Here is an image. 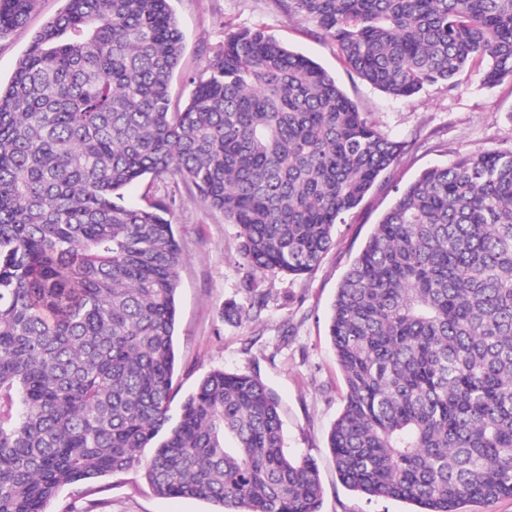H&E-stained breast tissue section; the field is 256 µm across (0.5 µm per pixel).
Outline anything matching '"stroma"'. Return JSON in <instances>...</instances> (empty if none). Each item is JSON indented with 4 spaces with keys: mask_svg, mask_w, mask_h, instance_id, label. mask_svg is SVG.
Segmentation results:
<instances>
[{
    "mask_svg": "<svg viewBox=\"0 0 512 512\" xmlns=\"http://www.w3.org/2000/svg\"><path fill=\"white\" fill-rule=\"evenodd\" d=\"M288 0H172L184 35V53L172 78V107L189 100L193 79L204 76L209 59L233 33L262 28L333 76L379 129L404 143L360 205L335 229V246L309 274H280L261 285L267 308L244 320L224 317V305H248L237 228L222 213L196 199L192 186L145 179L124 190L129 205L146 194L174 199L171 219L182 247L177 292L174 385L187 395L209 372L224 369L257 376L280 403L283 446L292 457L312 458L323 488L321 512H412L410 503L370 501L350 491L336 474L328 432L343 406L342 373L328 336V311L352 261L382 215L395 189L426 168L495 148L512 150V80L485 85L482 72L468 69L454 91L426 87L414 98H393L351 74L335 45ZM64 0H37L26 23L0 38V82L8 83L33 35L61 11ZM214 512L213 503L162 498L137 470L106 476L92 485L61 489L49 512Z\"/></svg>",
    "mask_w": 512,
    "mask_h": 512,
    "instance_id": "1",
    "label": "stroma"
}]
</instances>
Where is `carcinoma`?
Instances as JSON below:
<instances>
[{"label":"carcinoma","mask_w":512,"mask_h":512,"mask_svg":"<svg viewBox=\"0 0 512 512\" xmlns=\"http://www.w3.org/2000/svg\"><path fill=\"white\" fill-rule=\"evenodd\" d=\"M36 0H0V36ZM393 97L512 79V0H288ZM171 0H65L0 85V512L139 468L218 512H320L317 467L283 451L279 401L214 370L170 414L180 179L238 228L250 308L312 272L404 147L262 28L229 36L171 109ZM329 337L344 407L328 438L351 491L417 512L512 497V151L421 172L340 282Z\"/></svg>","instance_id":"carcinoma-1"}]
</instances>
